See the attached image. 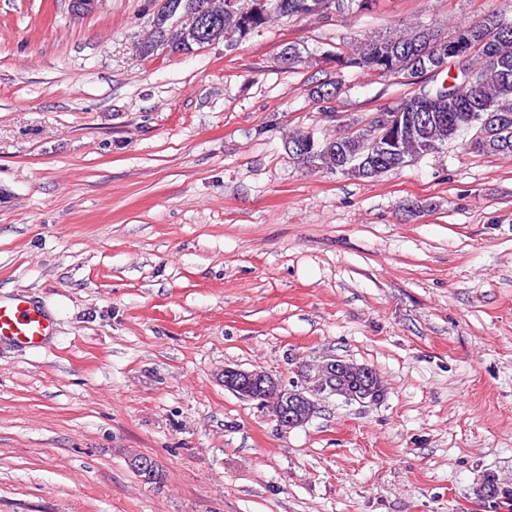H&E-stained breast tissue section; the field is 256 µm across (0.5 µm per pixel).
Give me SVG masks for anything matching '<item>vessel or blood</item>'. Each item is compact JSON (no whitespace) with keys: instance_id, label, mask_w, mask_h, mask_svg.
I'll list each match as a JSON object with an SVG mask.
<instances>
[{"instance_id":"obj_1","label":"vessel or blood","mask_w":512,"mask_h":512,"mask_svg":"<svg viewBox=\"0 0 512 512\" xmlns=\"http://www.w3.org/2000/svg\"><path fill=\"white\" fill-rule=\"evenodd\" d=\"M54 327L52 316L25 297H16L9 303L0 302V341L38 348L52 335Z\"/></svg>"}]
</instances>
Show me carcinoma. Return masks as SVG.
Returning a JSON list of instances; mask_svg holds the SVG:
<instances>
[{"instance_id":"1","label":"carcinoma","mask_w":512,"mask_h":512,"mask_svg":"<svg viewBox=\"0 0 512 512\" xmlns=\"http://www.w3.org/2000/svg\"><path fill=\"white\" fill-rule=\"evenodd\" d=\"M374 0H171L170 11L160 9L152 24L151 34L139 43L146 58L159 48L171 54H188L214 42L222 41L231 48L240 40L257 33L278 17H323L332 8L337 13L368 10ZM497 25L504 26L489 44L491 55L481 51L472 54L457 70L442 69L445 77L429 87L422 86L416 97H433L462 84L468 70H484L490 60L498 62L506 72L489 81L472 94V105L457 113L453 122H428L414 140L400 139L396 155L372 160V146L361 128L334 138H320L311 130H296L288 135L286 145L296 163L304 167L360 178H375L409 165L413 159L438 152L464 130H475L470 149L476 153L512 155V125L495 130L483 120L471 116L475 112H498L512 107V20L498 11L485 13L478 21L457 26L473 39L482 38ZM324 55L336 63V79L312 85L307 95L317 102L337 96L342 84V70L358 68L380 78H396L409 71H423L431 56L448 55V38L434 25L408 26L402 30L368 37L346 47L326 51ZM280 56L287 68L306 63L302 49L296 44L284 46ZM476 495L486 501L512 502V486L499 482L493 474H485L478 483Z\"/></svg>"}]
</instances>
